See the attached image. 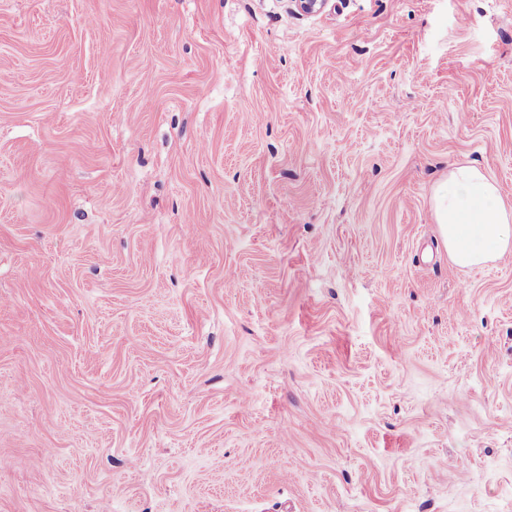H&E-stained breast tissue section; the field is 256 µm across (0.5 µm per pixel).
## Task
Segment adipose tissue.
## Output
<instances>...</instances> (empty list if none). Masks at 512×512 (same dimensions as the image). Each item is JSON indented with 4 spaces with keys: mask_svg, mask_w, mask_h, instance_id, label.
Here are the masks:
<instances>
[{
    "mask_svg": "<svg viewBox=\"0 0 512 512\" xmlns=\"http://www.w3.org/2000/svg\"><path fill=\"white\" fill-rule=\"evenodd\" d=\"M435 209L455 264L480 265L512 249V211L477 167L452 169L448 188L437 196Z\"/></svg>",
    "mask_w": 512,
    "mask_h": 512,
    "instance_id": "obj_1",
    "label": "adipose tissue"
}]
</instances>
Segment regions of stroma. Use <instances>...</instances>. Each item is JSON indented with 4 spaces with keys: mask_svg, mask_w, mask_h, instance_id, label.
Masks as SVG:
<instances>
[{
    "mask_svg": "<svg viewBox=\"0 0 512 512\" xmlns=\"http://www.w3.org/2000/svg\"><path fill=\"white\" fill-rule=\"evenodd\" d=\"M512 0H0V512H504ZM435 209L455 264L480 265L512 248V211L477 167L452 169L447 191L436 197Z\"/></svg>",
    "mask_w": 512,
    "mask_h": 512,
    "instance_id": "35a3bbf8",
    "label": "stroma"
}]
</instances>
